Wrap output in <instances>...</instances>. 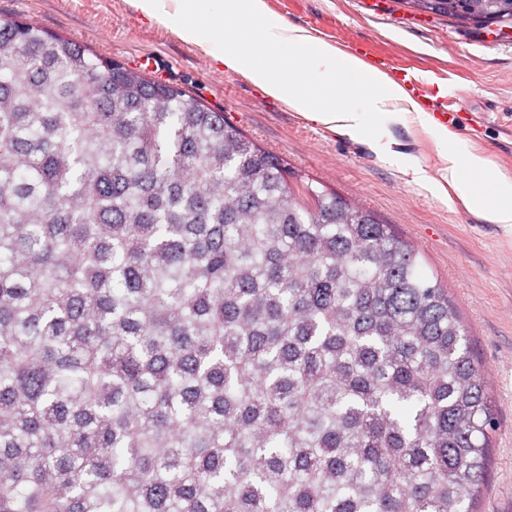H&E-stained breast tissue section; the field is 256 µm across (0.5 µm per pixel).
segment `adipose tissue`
Wrapping results in <instances>:
<instances>
[{
  "label": "adipose tissue",
  "mask_w": 512,
  "mask_h": 512,
  "mask_svg": "<svg viewBox=\"0 0 512 512\" xmlns=\"http://www.w3.org/2000/svg\"><path fill=\"white\" fill-rule=\"evenodd\" d=\"M164 22L231 72L241 74L310 120L357 137L390 122H413L440 144L448 132L429 113L409 109L404 91L357 56L285 27L262 0H129ZM443 179L492 224H512V181L489 160L457 148L445 155Z\"/></svg>",
  "instance_id": "adipose-tissue-1"
}]
</instances>
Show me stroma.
<instances>
[{"label": "stroma", "mask_w": 512, "mask_h": 512, "mask_svg": "<svg viewBox=\"0 0 512 512\" xmlns=\"http://www.w3.org/2000/svg\"><path fill=\"white\" fill-rule=\"evenodd\" d=\"M288 27L307 30L357 56L376 52L429 83L455 88L463 117L452 137L512 178V27L463 26L403 0H264ZM0 17L35 22L148 76L177 86L239 127L252 141L371 211L417 253L447 288L490 386L497 431L478 512H512V226L480 218L442 192L444 149L416 124L387 125L393 153L410 155L420 185L373 148L375 130L353 138L310 121L229 72L128 0H0Z\"/></svg>", "instance_id": "35a3bbf8"}]
</instances>
